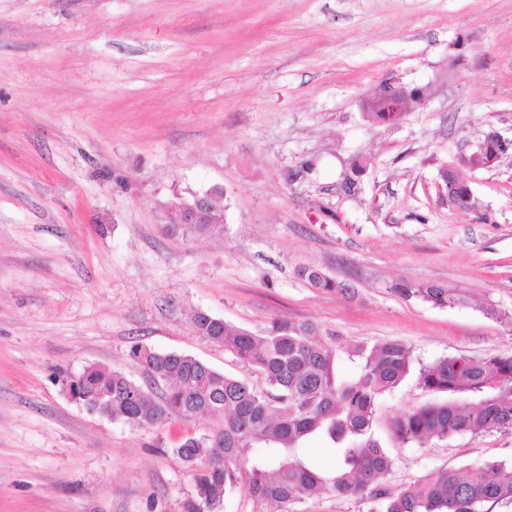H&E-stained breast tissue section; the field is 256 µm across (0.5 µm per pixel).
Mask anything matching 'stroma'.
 <instances>
[{
    "mask_svg": "<svg viewBox=\"0 0 512 512\" xmlns=\"http://www.w3.org/2000/svg\"><path fill=\"white\" fill-rule=\"evenodd\" d=\"M392 81L427 96L374 122ZM490 132L512 141V0H0V512H182L194 484L176 449L209 421L136 429L64 382L96 364L162 397L136 343L248 376L195 333L199 312L404 344L411 370L372 424L388 487L511 462L510 430L416 443L393 428L439 400L420 367L512 356V149L459 163ZM448 167L470 209L449 205ZM214 186L222 230H171L170 202ZM401 281L464 301L407 299ZM293 512L379 504L318 494ZM394 290L405 298H415L437 307L452 306L460 303L461 298L454 290L430 283L398 282Z\"/></svg>",
    "mask_w": 512,
    "mask_h": 512,
    "instance_id": "1",
    "label": "stroma"
}]
</instances>
